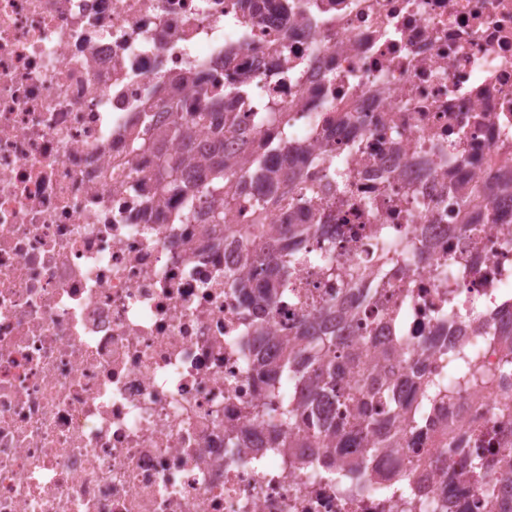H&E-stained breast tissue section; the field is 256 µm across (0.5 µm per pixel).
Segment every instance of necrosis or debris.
Returning a JSON list of instances; mask_svg holds the SVG:
<instances>
[{
    "label": "necrosis or debris",
    "mask_w": 512,
    "mask_h": 512,
    "mask_svg": "<svg viewBox=\"0 0 512 512\" xmlns=\"http://www.w3.org/2000/svg\"><path fill=\"white\" fill-rule=\"evenodd\" d=\"M239 83L240 125L303 152L340 268L373 272L377 228H400L391 285L431 370L462 347L497 363L512 196L460 189L512 172V0H0V512H400L338 493L335 449L271 442L288 385L256 366L302 314L279 304L266 342L245 326L224 275L265 245L249 200L213 245L136 145ZM507 400L512 378L456 394L351 457L427 512H482L466 461L477 432L512 448Z\"/></svg>",
    "instance_id": "obj_1"
}]
</instances>
